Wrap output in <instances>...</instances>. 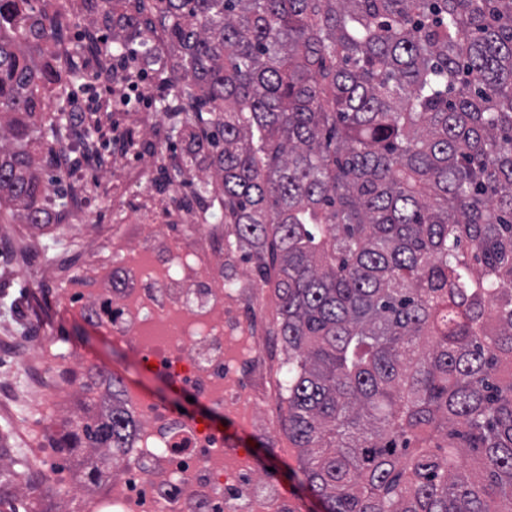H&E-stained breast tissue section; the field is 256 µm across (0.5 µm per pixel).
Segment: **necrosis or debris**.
Masks as SVG:
<instances>
[{"instance_id":"4bbe7bcc","label":"necrosis or debris","mask_w":512,"mask_h":512,"mask_svg":"<svg viewBox=\"0 0 512 512\" xmlns=\"http://www.w3.org/2000/svg\"><path fill=\"white\" fill-rule=\"evenodd\" d=\"M173 163L161 152L135 174L123 223L81 222L86 247L77 261L48 259L42 242L30 262L58 298L60 322L106 332L115 348L152 366L172 387L255 434L274 437V381L287 363L264 347L262 291L239 277L225 278V267L238 256L227 224L202 220L176 196L156 195L154 175ZM45 334L36 327L21 353L33 367L34 395L50 358L60 360L67 379L87 366L77 339L58 338L49 346ZM34 395L20 410L37 407ZM92 397L95 418L121 410L133 431L101 485L67 483V499L81 501L87 512H297L287 484L262 475L246 449L225 447L223 430L153 399L119 367L101 366Z\"/></svg>"}]
</instances>
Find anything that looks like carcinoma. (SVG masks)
Wrapping results in <instances>:
<instances>
[{"mask_svg": "<svg viewBox=\"0 0 512 512\" xmlns=\"http://www.w3.org/2000/svg\"><path fill=\"white\" fill-rule=\"evenodd\" d=\"M81 2L101 27L73 34L67 0H0V223L67 217L31 149L72 121L76 59L126 88L138 44L192 176L169 191L274 271L288 441L326 512H512V0ZM125 424L60 447L108 468Z\"/></svg>", "mask_w": 512, "mask_h": 512, "instance_id": "1", "label": "carcinoma"}]
</instances>
